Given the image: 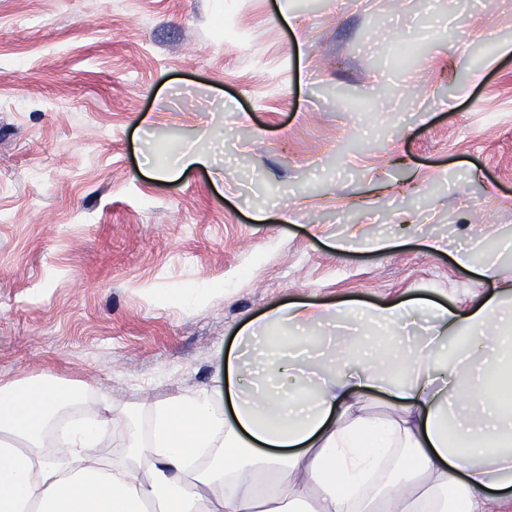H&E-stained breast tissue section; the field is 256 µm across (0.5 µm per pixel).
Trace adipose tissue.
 Here are the masks:
<instances>
[{
	"instance_id": "ef3b65f1",
	"label": "adipose tissue",
	"mask_w": 512,
	"mask_h": 512,
	"mask_svg": "<svg viewBox=\"0 0 512 512\" xmlns=\"http://www.w3.org/2000/svg\"><path fill=\"white\" fill-rule=\"evenodd\" d=\"M385 326L317 356L311 326ZM391 396V413L363 410ZM90 388L0 386V512H500L512 505V292L468 309L415 297L332 313L301 303L247 322L208 392L155 409L150 436ZM122 451L97 449L106 432Z\"/></svg>"
}]
</instances>
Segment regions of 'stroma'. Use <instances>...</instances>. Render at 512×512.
Instances as JSON below:
<instances>
[{
    "label": "stroma",
    "mask_w": 512,
    "mask_h": 512,
    "mask_svg": "<svg viewBox=\"0 0 512 512\" xmlns=\"http://www.w3.org/2000/svg\"><path fill=\"white\" fill-rule=\"evenodd\" d=\"M505 44L512 0H0V385L83 381L147 431L277 306L511 287Z\"/></svg>",
    "instance_id": "stroma-1"
}]
</instances>
